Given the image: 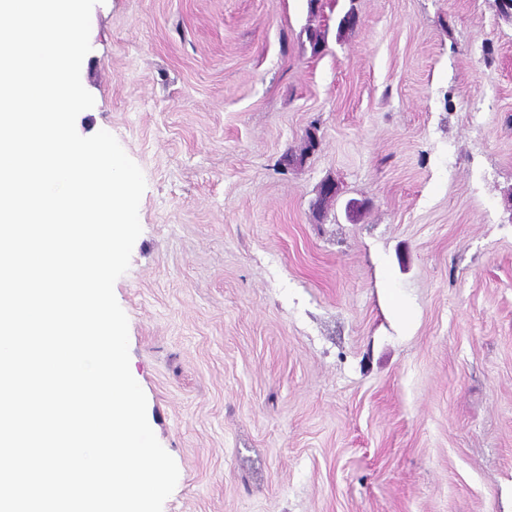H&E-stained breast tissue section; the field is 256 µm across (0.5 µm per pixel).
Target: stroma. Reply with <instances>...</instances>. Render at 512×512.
Segmentation results:
<instances>
[{"instance_id":"obj_1","label":"stroma","mask_w":512,"mask_h":512,"mask_svg":"<svg viewBox=\"0 0 512 512\" xmlns=\"http://www.w3.org/2000/svg\"><path fill=\"white\" fill-rule=\"evenodd\" d=\"M90 43L76 129L146 180L114 293L163 512H512L496 0H101Z\"/></svg>"}]
</instances>
